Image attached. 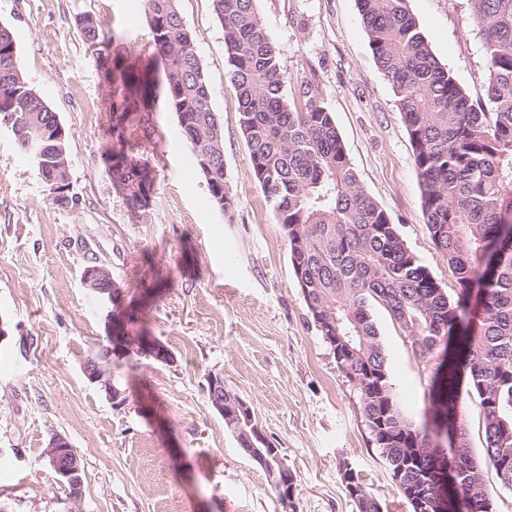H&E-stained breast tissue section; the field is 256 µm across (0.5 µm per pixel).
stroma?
<instances>
[{
    "mask_svg": "<svg viewBox=\"0 0 512 512\" xmlns=\"http://www.w3.org/2000/svg\"><path fill=\"white\" fill-rule=\"evenodd\" d=\"M434 55L471 99L484 98L482 33L471 0H409ZM288 72L287 94L317 81L360 183L448 294L459 289L424 223L413 150L390 83L368 47L357 0H257ZM224 124L234 205L219 212L189 162L163 99L134 115L133 158L153 175L144 216L109 172L111 92L79 19L116 34L113 50L159 74L144 0H0L22 72L68 133L63 207L0 129V512H356L341 480L354 469L385 512H410L373 447L359 395L310 320L288 241L254 178L225 77L212 0H178ZM106 268L150 335L173 354L142 361L112 400L85 375L105 310L82 276ZM405 418L445 429L430 373L384 309L374 311ZM220 375L253 411L294 477L291 504L239 448L213 408ZM81 459L80 498L49 468L51 434Z\"/></svg>",
    "mask_w": 512,
    "mask_h": 512,
    "instance_id": "obj_1",
    "label": "stroma"
}]
</instances>
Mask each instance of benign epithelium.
I'll return each instance as SVG.
<instances>
[{
  "instance_id": "1",
  "label": "benign epithelium",
  "mask_w": 512,
  "mask_h": 512,
  "mask_svg": "<svg viewBox=\"0 0 512 512\" xmlns=\"http://www.w3.org/2000/svg\"><path fill=\"white\" fill-rule=\"evenodd\" d=\"M93 293L106 310L104 327L109 339V354L106 359L96 364L93 370L87 372V377L114 400L121 396V392L113 385L112 357L137 351L149 358L168 363L171 361L172 353L154 336L133 338L115 335L131 315V308L125 303L124 292L120 289L115 291L110 288H95ZM209 386L213 394L214 408L222 415L224 414V378L219 375L211 376ZM45 457L59 480L75 487L73 498H78L80 486L76 485V481L79 464L70 442L60 434L53 435L46 448ZM288 474V466L281 460L279 468H270L268 478L272 484L284 490L288 487Z\"/></svg>"
}]
</instances>
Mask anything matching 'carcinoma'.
Returning a JSON list of instances; mask_svg holds the SVG:
<instances>
[{
  "mask_svg": "<svg viewBox=\"0 0 512 512\" xmlns=\"http://www.w3.org/2000/svg\"><path fill=\"white\" fill-rule=\"evenodd\" d=\"M409 0H358L368 45L391 84L413 149L422 186L426 229L460 285L451 298L401 237L397 225L365 192L319 85L300 83V105L288 101V75L256 9V0H212L224 29L225 77L238 99V124L265 202L288 239L293 274L316 330L337 367L360 395L378 454L411 512H493L498 485L512 489V0H471L483 35L486 99L474 102L436 60ZM150 44L162 77L134 70L89 16L83 37L112 95V183L133 211L149 206L152 170L126 151L130 97L143 105L164 97L177 116L192 166L207 183L214 206L234 205L226 189L224 128L211 102L191 32L177 0H145ZM11 118L18 148L55 188L53 202L69 195L67 134L55 112L23 76L12 32L0 26V127ZM478 285L479 304L470 285ZM384 309L425 361L448 414V449L439 433L408 422L390 383L374 318ZM140 355L113 360L118 370L138 366ZM478 399L484 420L483 455L469 447L461 399ZM243 449L262 447L252 433L254 413L224 422ZM452 460L453 482L442 487V462ZM357 512H384L357 479L346 489Z\"/></svg>",
  "mask_w": 512,
  "mask_h": 512,
  "instance_id": "1",
  "label": "carcinoma"
}]
</instances>
